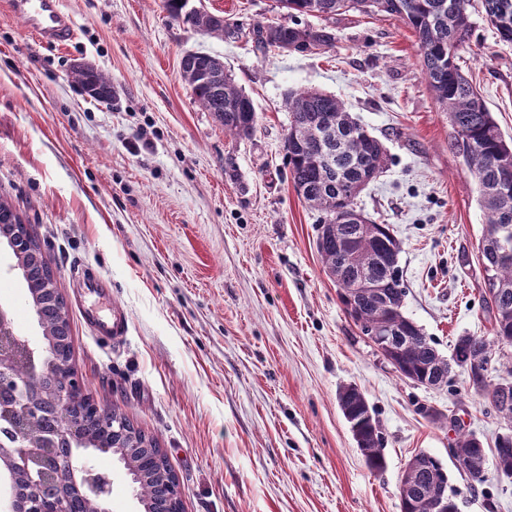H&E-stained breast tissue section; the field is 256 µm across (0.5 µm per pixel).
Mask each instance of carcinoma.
Masks as SVG:
<instances>
[{
	"label": "carcinoma",
	"mask_w": 512,
	"mask_h": 512,
	"mask_svg": "<svg viewBox=\"0 0 512 512\" xmlns=\"http://www.w3.org/2000/svg\"><path fill=\"white\" fill-rule=\"evenodd\" d=\"M287 21L258 23L252 29L261 50L281 49L283 43L296 52L329 48L336 43L330 23L349 11L393 17L416 37L421 72L439 110L448 114L456 137L454 149L472 172L479 192V204L487 220L480 254L488 277L501 286L491 299L495 309L492 337L461 336L457 343L468 344V358L475 369L468 379L474 393L489 399L495 410L508 421L509 431L497 438L496 447L512 449V388L499 391V384L488 380L489 368L498 362L495 347L512 344V141L503 136L493 114L487 109L475 86L462 72L456 59L473 31V0H275ZM486 20L495 28L500 41L512 43V0H481ZM169 16L200 32L224 39L237 25L216 20V15L196 9L186 10L187 0H164ZM321 20L306 26L300 17ZM185 81L195 102L224 126V133L236 139H249L256 126L253 101L235 84L223 60L206 51L189 52L180 61ZM74 83L94 100L110 96L112 80L104 72L88 66L73 71ZM290 114L288 127V172L304 202L322 214L318 224L317 251L329 276L336 283L338 296L347 314L366 336L384 323L399 332V368L405 378L423 384L432 380L448 385V359L441 355L434 340L404 314L406 288L398 264L400 244L389 225L375 224L366 217L356 222L342 220L356 211V187L368 184L387 163L382 143L353 118L344 103L316 89L290 92L285 98ZM9 229L24 254L22 277L27 288L47 287L49 268L33 263L41 253L39 242L7 201L0 198V225ZM384 293L377 299L374 289ZM37 307L42 341L50 359L63 365L72 356L70 340L59 337V315L67 311L60 292L42 295ZM338 405L356 422L363 441L361 451L373 471L384 468L383 436L379 422L355 386L338 393ZM70 421L91 433L99 443L97 452L109 454L124 448L141 472L136 492L143 512H160L166 493L165 480L172 472L167 458L158 456L156 438L134 426L118 409L100 415L73 413ZM454 454L471 461L469 476L484 479L479 439L461 433ZM402 501L407 512H429L428 497L448 487V474L436 458L422 469H409L402 476Z\"/></svg>",
	"instance_id": "1"
}]
</instances>
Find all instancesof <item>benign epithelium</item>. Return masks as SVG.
<instances>
[{"label": "benign epithelium", "mask_w": 512, "mask_h": 512, "mask_svg": "<svg viewBox=\"0 0 512 512\" xmlns=\"http://www.w3.org/2000/svg\"><path fill=\"white\" fill-rule=\"evenodd\" d=\"M397 341L389 330H376L368 342L380 354ZM21 364L26 376L13 373ZM52 361L44 348L32 347L18 335L9 310L0 308V486L10 489L25 478L31 486H57L76 490L95 506V512H111L112 480L94 467L88 451L97 447L77 427L67 424L38 441L26 437V425L34 411L28 378L44 376ZM82 386V377L70 368L69 385L52 390L41 399L60 413L73 408Z\"/></svg>", "instance_id": "7a95c632"}]
</instances>
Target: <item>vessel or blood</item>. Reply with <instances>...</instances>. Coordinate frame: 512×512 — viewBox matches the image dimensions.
Returning <instances> with one entry per match:
<instances>
[{
  "label": "vessel or blood",
  "mask_w": 512,
  "mask_h": 512,
  "mask_svg": "<svg viewBox=\"0 0 512 512\" xmlns=\"http://www.w3.org/2000/svg\"><path fill=\"white\" fill-rule=\"evenodd\" d=\"M8 5L13 15L24 19L40 44L62 46L72 41L75 24L61 0H8ZM78 309L96 337L112 340L126 335L128 321L124 316L101 313L91 304H79Z\"/></svg>",
  "instance_id": "vessel-or-blood-1"
}]
</instances>
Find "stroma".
<instances>
[{
  "instance_id": "obj_1",
  "label": "stroma",
  "mask_w": 512,
  "mask_h": 512,
  "mask_svg": "<svg viewBox=\"0 0 512 512\" xmlns=\"http://www.w3.org/2000/svg\"><path fill=\"white\" fill-rule=\"evenodd\" d=\"M76 37L38 44L0 0V196L42 246L67 303L73 363L101 406L154 435L178 476L184 512H400L408 461L426 452L459 489L458 512H512V478L487 462L475 483L454 463L458 433L493 448L506 422L462 371L426 388L401 377L361 335L316 248L320 215L288 173V92L336 95L387 151L356 208L400 243L404 313L451 355L490 336L479 245L485 215L455 131L424 81L415 38L392 18L347 12L336 44L264 52L256 23L272 0H188L230 18L220 40L172 20L164 0H62ZM457 63L512 136V44L481 14ZM191 51L219 55L253 100L238 140L193 100ZM108 74L106 105L71 81ZM234 172H226V164ZM15 258L0 246V306L40 342ZM83 266L128 320L103 342L82 322ZM357 385L379 420L385 468L370 470L337 403Z\"/></svg>"
}]
</instances>
